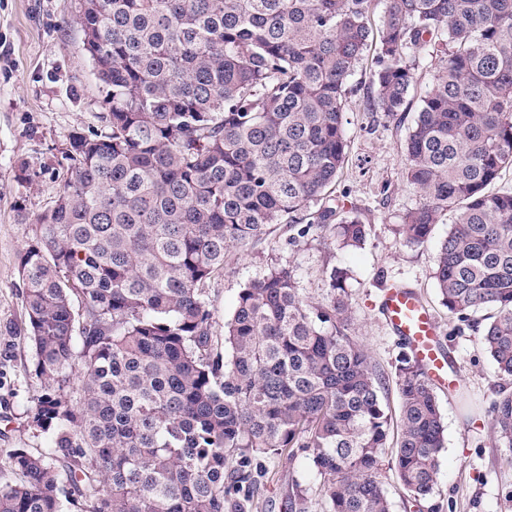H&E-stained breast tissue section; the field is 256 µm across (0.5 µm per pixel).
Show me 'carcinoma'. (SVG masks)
I'll list each match as a JSON object with an SVG mask.
<instances>
[{"instance_id": "cac0c4a2", "label": "carcinoma", "mask_w": 512, "mask_h": 512, "mask_svg": "<svg viewBox=\"0 0 512 512\" xmlns=\"http://www.w3.org/2000/svg\"><path fill=\"white\" fill-rule=\"evenodd\" d=\"M80 0L75 23L110 131L74 135L73 164L20 253L33 422L51 447L12 451L0 512H231L260 455H307L326 512H391L386 449L404 492L433 497L445 426L406 351L385 372L349 334V273L322 301L274 266L214 330L208 283L273 224L370 228L325 205L344 166L348 82L368 47L372 111L417 108L405 140L418 189L397 233L427 241L452 213L433 278L503 385L488 410L512 451V0ZM434 66L432 84L417 71Z\"/></svg>"}]
</instances>
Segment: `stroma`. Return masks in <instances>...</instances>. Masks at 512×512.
<instances>
[{"label": "stroma", "mask_w": 512, "mask_h": 512, "mask_svg": "<svg viewBox=\"0 0 512 512\" xmlns=\"http://www.w3.org/2000/svg\"><path fill=\"white\" fill-rule=\"evenodd\" d=\"M78 0H0V470L23 448L46 451L50 438L33 422L44 387L31 374L33 351L26 335V311L19 272L22 248L36 233L35 220L57 197L66 176L72 136L106 132L107 111L83 34L74 24ZM372 55L351 77L355 91L345 108L347 160L331 204L357 216L371 230L358 249H337L329 228L296 239L286 225L263 240L227 253L224 272L211 281L214 329L223 332L243 286L269 268H293L307 300H322L332 268L348 269L352 332L372 360L393 374L403 349L379 308L392 285L414 288L437 316L453 359L454 389L440 393L446 443L440 453L435 512H512V461L495 446L487 410L499 380L489 354L472 328H458L439 300L432 273L437 243L448 233L436 225L430 239L404 244L396 227L419 201L403 178L404 143L411 113L385 116L369 109ZM257 477L244 512H287L295 485L310 490L308 512H325L313 491L312 461L271 459Z\"/></svg>", "instance_id": "stroma-1"}]
</instances>
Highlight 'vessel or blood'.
<instances>
[{
  "label": "vessel or blood",
  "instance_id": "vessel-or-blood-1",
  "mask_svg": "<svg viewBox=\"0 0 512 512\" xmlns=\"http://www.w3.org/2000/svg\"><path fill=\"white\" fill-rule=\"evenodd\" d=\"M381 310L386 324L425 368L432 382L448 388L451 363L440 326L417 292L403 285L386 289Z\"/></svg>",
  "mask_w": 512,
  "mask_h": 512
}]
</instances>
